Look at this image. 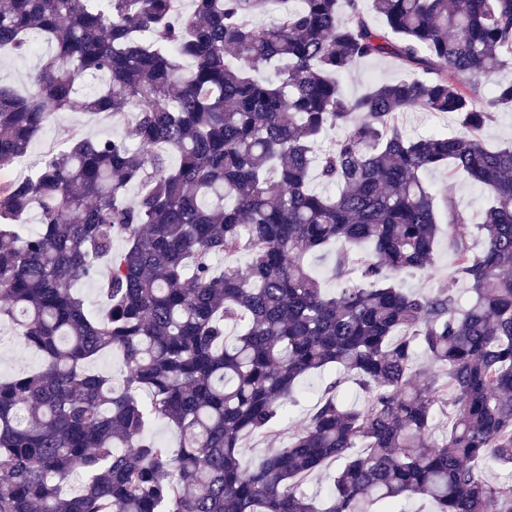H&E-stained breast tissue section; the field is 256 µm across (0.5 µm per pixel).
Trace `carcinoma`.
Segmentation results:
<instances>
[{
	"instance_id": "obj_1",
	"label": "carcinoma",
	"mask_w": 512,
	"mask_h": 512,
	"mask_svg": "<svg viewBox=\"0 0 512 512\" xmlns=\"http://www.w3.org/2000/svg\"><path fill=\"white\" fill-rule=\"evenodd\" d=\"M184 2L0 0V55L54 44L27 94L0 83V169L58 112L130 116L136 140L75 135L0 184V324L43 355L0 378V512H512L485 472L512 469V145L484 139L512 81L483 82L512 63V0H371L381 28L359 0ZM385 56L400 78L343 92ZM413 110L456 131L410 137ZM440 168L488 194L479 253L424 180ZM442 224L465 305L394 284L432 264ZM340 240L371 249L337 254L327 292L306 257ZM112 353L117 382L91 368ZM328 366L306 425L243 464ZM333 464L320 508L304 484Z\"/></svg>"
}]
</instances>
